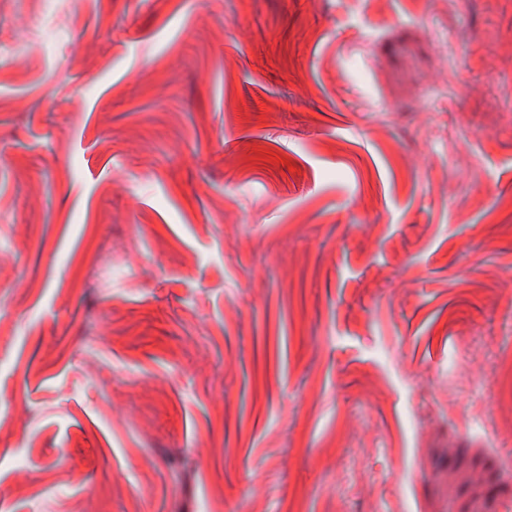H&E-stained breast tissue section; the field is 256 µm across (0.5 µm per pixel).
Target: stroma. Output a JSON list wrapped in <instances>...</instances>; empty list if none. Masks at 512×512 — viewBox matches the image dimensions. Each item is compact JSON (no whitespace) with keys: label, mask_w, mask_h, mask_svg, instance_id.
<instances>
[{"label":"stroma","mask_w":512,"mask_h":512,"mask_svg":"<svg viewBox=\"0 0 512 512\" xmlns=\"http://www.w3.org/2000/svg\"><path fill=\"white\" fill-rule=\"evenodd\" d=\"M0 256V512H505L512 0H0Z\"/></svg>","instance_id":"obj_1"}]
</instances>
